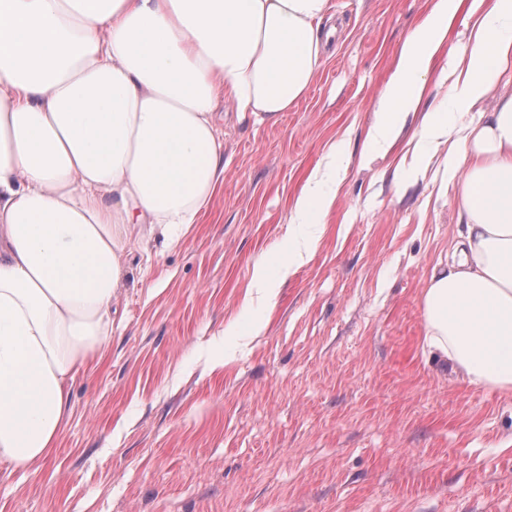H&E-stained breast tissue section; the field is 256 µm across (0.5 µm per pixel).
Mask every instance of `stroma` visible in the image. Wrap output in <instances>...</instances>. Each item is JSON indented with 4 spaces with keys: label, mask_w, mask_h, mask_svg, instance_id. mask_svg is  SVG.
Listing matches in <instances>:
<instances>
[{
    "label": "stroma",
    "mask_w": 512,
    "mask_h": 512,
    "mask_svg": "<svg viewBox=\"0 0 512 512\" xmlns=\"http://www.w3.org/2000/svg\"><path fill=\"white\" fill-rule=\"evenodd\" d=\"M433 0H330L324 62L278 122L226 105L224 182L173 249L134 245L112 339L80 373L57 447L37 471L0 465V512H512V394L431 355L421 297L457 233L447 145L408 119L388 154L365 147L398 49ZM479 14H458L427 108L450 87ZM343 167L314 257L296 196L328 152ZM420 170L400 187L395 172ZM260 335H250L252 325Z\"/></svg>",
    "instance_id": "35a3bbf8"
}]
</instances>
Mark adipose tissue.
Instances as JSON below:
<instances>
[{"label": "adipose tissue", "mask_w": 512, "mask_h": 512, "mask_svg": "<svg viewBox=\"0 0 512 512\" xmlns=\"http://www.w3.org/2000/svg\"><path fill=\"white\" fill-rule=\"evenodd\" d=\"M468 0H433L398 50L370 149L393 148ZM329 0H0V464L57 445L76 375L112 337V300L142 237L176 246L224 180L218 111L276 122L321 65ZM512 73V0H492L453 89L471 109ZM444 143L460 228L422 294L429 346L466 380L512 393V95L465 126L427 112ZM339 166L315 169L293 214L311 225L256 287L310 261Z\"/></svg>", "instance_id": "obj_1"}]
</instances>
